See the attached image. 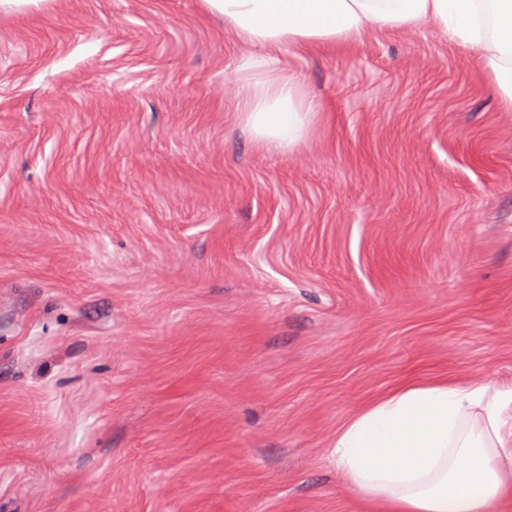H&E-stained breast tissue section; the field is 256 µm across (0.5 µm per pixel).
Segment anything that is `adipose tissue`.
Listing matches in <instances>:
<instances>
[{"mask_svg": "<svg viewBox=\"0 0 512 512\" xmlns=\"http://www.w3.org/2000/svg\"><path fill=\"white\" fill-rule=\"evenodd\" d=\"M250 50L239 112L260 143L291 149L315 110L297 76L271 54L351 46L374 31L432 24L473 52L512 112V0H203ZM512 388L445 377L411 380L336 431V475L379 512H512Z\"/></svg>", "mask_w": 512, "mask_h": 512, "instance_id": "adipose-tissue-1", "label": "adipose tissue"}]
</instances>
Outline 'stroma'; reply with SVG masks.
Masks as SVG:
<instances>
[{
    "instance_id": "stroma-1",
    "label": "stroma",
    "mask_w": 512,
    "mask_h": 512,
    "mask_svg": "<svg viewBox=\"0 0 512 512\" xmlns=\"http://www.w3.org/2000/svg\"><path fill=\"white\" fill-rule=\"evenodd\" d=\"M203 0L0 10V512H363L336 431L400 383L512 386V112L425 24L238 113Z\"/></svg>"
}]
</instances>
